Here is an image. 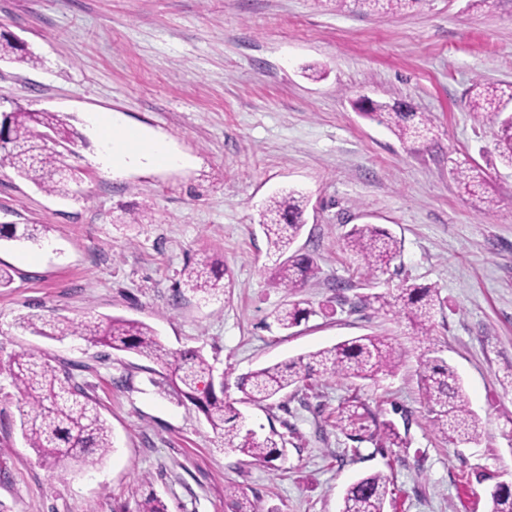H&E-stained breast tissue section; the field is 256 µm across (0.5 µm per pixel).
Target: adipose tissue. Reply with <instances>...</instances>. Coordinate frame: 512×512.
Here are the masks:
<instances>
[{
    "mask_svg": "<svg viewBox=\"0 0 512 512\" xmlns=\"http://www.w3.org/2000/svg\"><path fill=\"white\" fill-rule=\"evenodd\" d=\"M91 124L100 142L98 161L106 170H123L154 165L175 167L181 159L168 144L145 130L118 124L113 115L99 112Z\"/></svg>",
    "mask_w": 512,
    "mask_h": 512,
    "instance_id": "adipose-tissue-1",
    "label": "adipose tissue"
}]
</instances>
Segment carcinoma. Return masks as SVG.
Masks as SVG:
<instances>
[{"instance_id": "obj_1", "label": "carcinoma", "mask_w": 512, "mask_h": 512, "mask_svg": "<svg viewBox=\"0 0 512 512\" xmlns=\"http://www.w3.org/2000/svg\"><path fill=\"white\" fill-rule=\"evenodd\" d=\"M370 9H402L415 0H354ZM18 60L36 65L39 58L24 52L16 40L0 36V61ZM512 102V91L477 82L473 85L470 111L479 121L498 125L497 145L501 161L512 166V115L503 111ZM356 109L385 124L403 142H416L431 131L428 116L412 112L403 104L360 98ZM77 132L55 112L15 109L7 126L0 129V167L15 173L38 188L65 195L74 172L64 168L63 154L75 144ZM457 184L479 202L482 169L455 163ZM307 200L289 189L271 197L262 211V227L272 258L277 283L292 293L318 270L315 259L292 250L304 222ZM49 232L45 224H15L0 227V238L20 243L39 244ZM344 248L360 262L367 274L385 271L401 252V242L389 231L374 224H355L345 234ZM224 262L204 259L191 268L184 286L203 297L229 287L221 283ZM378 309L409 320L417 335L428 338L434 330L433 318L441 306L438 290L432 286L404 284L395 295H376ZM310 312L296 302L279 307L273 318L282 329L298 326ZM19 326L43 336H77L96 346L133 352L153 361L165 371V383L181 398L194 405L205 417L212 432L233 451L258 462L270 463L286 455L285 441L261 437L239 421V413L224 401V385L216 381L214 367L197 349L171 351L150 325L121 317L86 318L78 322L46 320L23 316ZM402 354L381 336H360L324 347L285 363L261 368L241 378L239 389L249 402L268 401L289 388H300L314 375L345 379H373L380 373L395 372ZM6 373L18 397L20 427L27 445L53 469L76 467L88 470L98 465L112 448L111 430L97 401L87 390L72 382L50 360L30 351L9 356ZM420 380L422 398L429 409L436 432L451 443L476 442L482 436L480 418L471 410L469 398L456 371L442 358L427 350L422 355ZM389 478L375 472L364 475L346 489L340 512H385L392 498ZM232 512H254L255 503L236 485L225 490ZM490 512H512V487L496 483L489 490ZM136 512H168L164 502L152 491L137 503Z\"/></svg>"}]
</instances>
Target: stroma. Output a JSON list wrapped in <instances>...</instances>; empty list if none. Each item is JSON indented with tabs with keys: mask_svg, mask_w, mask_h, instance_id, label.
I'll return each mask as SVG.
<instances>
[{
	"mask_svg": "<svg viewBox=\"0 0 512 512\" xmlns=\"http://www.w3.org/2000/svg\"><path fill=\"white\" fill-rule=\"evenodd\" d=\"M0 31L39 58L0 61V109L65 116L79 134L66 161L80 176L61 197L0 167V225L49 228L40 245L0 242L13 276L0 288V360L22 349L54 358L96 398L113 437L93 469L49 468L0 377L5 512H136L150 491L168 512H231V484L259 512H339L345 489L374 472L394 484L386 512H488L489 488L512 483V167L497 156L496 126L474 119L469 90L512 84V0H417L398 12L349 0H0ZM362 95L430 115L432 135L401 143L354 109ZM97 112L149 130L184 165L106 174ZM456 161L486 171L489 214L461 193ZM288 188L308 199L296 247L319 267L292 293L272 276L259 225L266 200ZM365 223L402 241L371 277L343 248ZM213 254L231 286L204 301L182 280ZM406 282L444 301L431 341L365 303ZM291 301L311 315L278 329L271 314ZM27 315L121 316L155 328L168 349L202 350L225 400L247 427L282 436L285 459L267 466L224 449L151 360L22 330ZM367 335L399 349L395 373L316 376L243 402L247 373ZM430 347L459 374L479 442L451 444L432 427L419 379ZM349 405L360 419L343 429ZM387 422L403 446L384 435Z\"/></svg>",
	"mask_w": 512,
	"mask_h": 512,
	"instance_id": "35a3bbf8",
	"label": "stroma"
}]
</instances>
